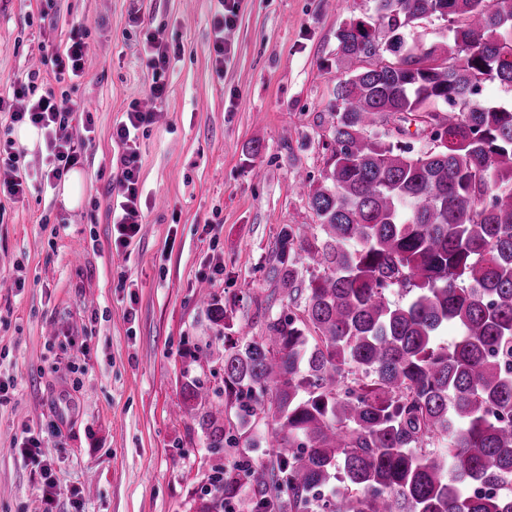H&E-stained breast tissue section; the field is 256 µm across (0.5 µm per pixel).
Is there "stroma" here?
<instances>
[{"label": "stroma", "instance_id": "1", "mask_svg": "<svg viewBox=\"0 0 512 512\" xmlns=\"http://www.w3.org/2000/svg\"><path fill=\"white\" fill-rule=\"evenodd\" d=\"M210 55L216 0H0V90L39 71L40 92L87 104L95 133L78 206L62 187L0 195V512H43L36 467L14 444L39 437L83 512H191L209 454L198 420L174 414L189 354L224 351L198 301L207 285L260 333L257 306L288 224L318 218L298 176L319 181L336 84V30L368 0H238ZM144 25H129L131 12ZM88 30L82 78H54L55 54ZM173 51L168 96L148 94L146 32ZM153 113L138 139L143 225L112 242L119 175L113 125L131 103ZM24 287H14L15 279Z\"/></svg>", "mask_w": 512, "mask_h": 512}]
</instances>
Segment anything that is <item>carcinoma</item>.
Wrapping results in <instances>:
<instances>
[{
  "label": "carcinoma",
  "instance_id": "obj_1",
  "mask_svg": "<svg viewBox=\"0 0 512 512\" xmlns=\"http://www.w3.org/2000/svg\"><path fill=\"white\" fill-rule=\"evenodd\" d=\"M369 2L336 31L319 223L281 229L261 334L199 289L224 354L193 352L223 378L175 406L216 460L193 512L245 486L250 512H512V104L480 97L512 87V0ZM423 20L448 38L408 42ZM421 117L448 144L414 150ZM265 432L267 462H221Z\"/></svg>",
  "mask_w": 512,
  "mask_h": 512
}]
</instances>
